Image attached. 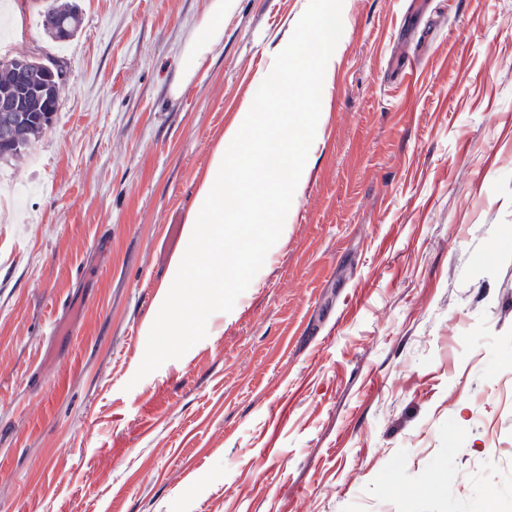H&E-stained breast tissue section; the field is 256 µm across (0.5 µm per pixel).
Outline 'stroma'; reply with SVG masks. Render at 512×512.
<instances>
[{"label":"stroma","instance_id":"1","mask_svg":"<svg viewBox=\"0 0 512 512\" xmlns=\"http://www.w3.org/2000/svg\"><path fill=\"white\" fill-rule=\"evenodd\" d=\"M9 56L66 71L0 163V512H512V0H39ZM335 20L283 235L224 306L147 353L209 149ZM287 420H279L280 410ZM41 23L53 40L73 38L82 24V11L77 1L49 3L41 11ZM228 0H208L204 14L188 35L178 60V78L171 85L180 94L205 68L213 51L224 41V6ZM61 89L54 91L46 99L30 102L32 112H27L25 119L17 125L8 141L0 136V162L18 157L27 150L33 139H36L53 121L59 106Z\"/></svg>","mask_w":512,"mask_h":512}]
</instances>
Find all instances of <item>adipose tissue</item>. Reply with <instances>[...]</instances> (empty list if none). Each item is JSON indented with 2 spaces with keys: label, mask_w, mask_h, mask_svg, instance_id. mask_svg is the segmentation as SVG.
<instances>
[{
  "label": "adipose tissue",
  "mask_w": 512,
  "mask_h": 512,
  "mask_svg": "<svg viewBox=\"0 0 512 512\" xmlns=\"http://www.w3.org/2000/svg\"><path fill=\"white\" fill-rule=\"evenodd\" d=\"M226 2L208 0L185 41L178 60V77L170 88L172 94H180L190 84L222 43ZM281 107L277 96L245 104L211 147L193 204L183 218L185 248L173 257L169 281L162 291L165 315L151 320L146 330L152 343L169 345L188 336L194 326L207 319L215 304L223 301L224 290L233 282L241 264L240 259L224 256L221 241L225 230L240 225L245 236L253 238L263 235L268 223H287L288 215L281 209L286 194L283 183H253L242 176L268 153L266 140L253 134L256 115L277 123L279 153L297 156L300 144L294 130L281 124ZM228 196L249 200V208L226 209L224 199Z\"/></svg>",
  "instance_id": "adipose-tissue-1"
}]
</instances>
